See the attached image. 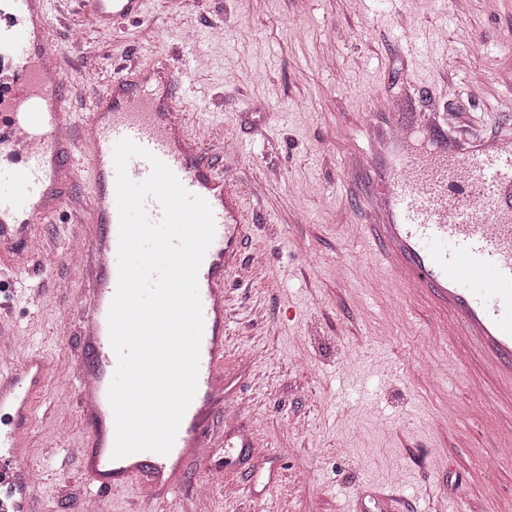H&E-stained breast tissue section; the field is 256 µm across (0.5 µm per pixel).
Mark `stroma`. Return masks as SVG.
<instances>
[{
	"label": "stroma",
	"mask_w": 512,
	"mask_h": 512,
	"mask_svg": "<svg viewBox=\"0 0 512 512\" xmlns=\"http://www.w3.org/2000/svg\"><path fill=\"white\" fill-rule=\"evenodd\" d=\"M158 0L122 33L89 5L52 0L58 64L74 112L94 86L155 60L193 61L180 79L206 141L224 147L253 213L226 279L224 370L237 380L252 447L203 500L190 467L166 512H512V386L476 349L450 342L426 301L396 288L363 235L373 170L368 113L413 89L416 110L474 115L473 135L512 129V0H203L164 24ZM99 61L87 79L74 73ZM93 187L80 172L68 207L43 225L32 267L0 283L17 362L44 351L54 374L39 408L32 478L41 512H79L68 448L81 440L76 340L67 314L87 282L78 254Z\"/></svg>",
	"instance_id": "35a3bbf8"
}]
</instances>
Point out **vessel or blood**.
<instances>
[{
	"label": "vessel or blood",
	"instance_id": "b4317fda",
	"mask_svg": "<svg viewBox=\"0 0 512 512\" xmlns=\"http://www.w3.org/2000/svg\"><path fill=\"white\" fill-rule=\"evenodd\" d=\"M147 0H91L102 28L142 16ZM48 0H8L0 9V276L26 270L41 226L62 211L82 158L91 173L92 260L81 305L70 311L81 356L77 407L85 430L79 471L103 496L147 484L165 502L188 465L214 468L213 423L238 408L224 376L225 278L248 238L241 195L228 188L214 146L193 132L183 90L169 63L115 73L97 88L87 121L76 120L66 79L54 61ZM368 153L352 165L373 167L365 237L395 282L426 298L449 339L476 345L487 371L512 384V135L470 136L408 99L369 115ZM131 139L162 160L185 189L210 205L215 236L198 271L204 329L195 397L168 454L113 458L115 422L108 389L117 367L108 311L118 281L119 214L113 153ZM50 364L30 349L0 364V512H37L26 465L29 434Z\"/></svg>",
	"mask_w": 512,
	"mask_h": 512
}]
</instances>
